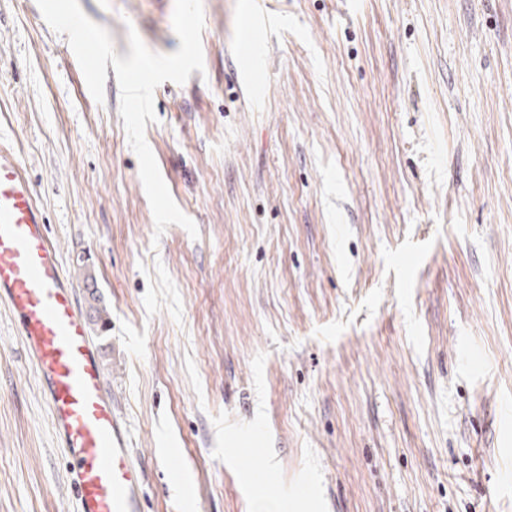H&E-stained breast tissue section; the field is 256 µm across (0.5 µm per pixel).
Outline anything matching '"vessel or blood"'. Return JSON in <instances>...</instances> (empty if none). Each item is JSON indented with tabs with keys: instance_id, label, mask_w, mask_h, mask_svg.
<instances>
[{
	"instance_id": "vessel-or-blood-1",
	"label": "vessel or blood",
	"mask_w": 512,
	"mask_h": 512,
	"mask_svg": "<svg viewBox=\"0 0 512 512\" xmlns=\"http://www.w3.org/2000/svg\"><path fill=\"white\" fill-rule=\"evenodd\" d=\"M0 303L37 367L78 512H144L133 456L99 351L14 151L0 147Z\"/></svg>"
}]
</instances>
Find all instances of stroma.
Masks as SVG:
<instances>
[{"label":"stroma","instance_id":"35a3bbf8","mask_svg":"<svg viewBox=\"0 0 512 512\" xmlns=\"http://www.w3.org/2000/svg\"><path fill=\"white\" fill-rule=\"evenodd\" d=\"M79 4L119 57L131 27L180 47L174 0ZM203 11L145 133L194 239L155 233L114 68L96 102L36 0H0V142L109 312L145 512H512V0ZM76 509L0 304V512Z\"/></svg>","mask_w":512,"mask_h":512}]
</instances>
